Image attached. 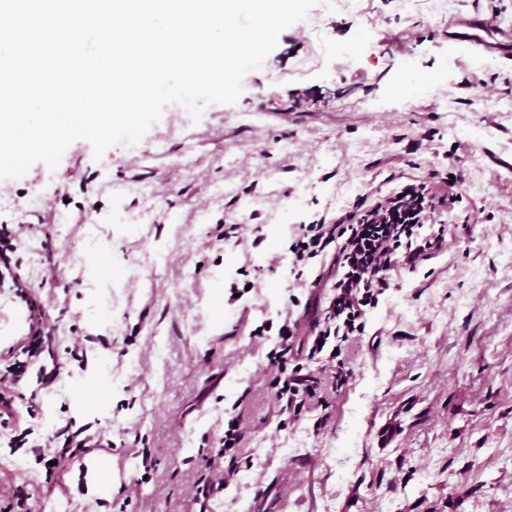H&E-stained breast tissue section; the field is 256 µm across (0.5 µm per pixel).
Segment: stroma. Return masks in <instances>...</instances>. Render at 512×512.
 I'll return each mask as SVG.
<instances>
[{"label":"stroma","mask_w":512,"mask_h":512,"mask_svg":"<svg viewBox=\"0 0 512 512\" xmlns=\"http://www.w3.org/2000/svg\"><path fill=\"white\" fill-rule=\"evenodd\" d=\"M477 8L455 0L433 19L429 0L410 14L362 0L355 14L310 13L237 102L196 121L168 107L135 145L97 159L79 139L57 167L0 179V224L19 240L0 264V349L28 332L24 294L62 316L58 380L43 387L29 368L0 427V506L24 485L36 512H197L203 459L234 412L239 468L208 512H249L271 482L287 491L275 512H512V67L445 39ZM435 71L447 81L393 97L397 79ZM448 166L462 182L447 250L393 271L342 354L352 376L326 422H289L268 388L276 336L251 331L279 324L298 291L293 231ZM220 224L237 237L219 240ZM78 340L81 368L66 354ZM68 422L111 440L101 457L123 481L68 471L50 491L43 465L7 447L13 429L43 444Z\"/></svg>","instance_id":"35a3bbf8"}]
</instances>
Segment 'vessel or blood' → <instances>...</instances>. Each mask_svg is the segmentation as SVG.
<instances>
[{"mask_svg":"<svg viewBox=\"0 0 512 512\" xmlns=\"http://www.w3.org/2000/svg\"><path fill=\"white\" fill-rule=\"evenodd\" d=\"M448 44L455 48L484 51L504 63L512 62V26L477 12L459 16L448 30Z\"/></svg>","mask_w":512,"mask_h":512,"instance_id":"1","label":"vessel or blood"}]
</instances>
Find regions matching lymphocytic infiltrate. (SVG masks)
I'll return each instance as SVG.
<instances>
[{
  "instance_id": "obj_1",
  "label": "lymphocytic infiltrate",
  "mask_w": 512,
  "mask_h": 512,
  "mask_svg": "<svg viewBox=\"0 0 512 512\" xmlns=\"http://www.w3.org/2000/svg\"><path fill=\"white\" fill-rule=\"evenodd\" d=\"M447 208V196L431 183L414 181L374 203L354 204L336 219L300 225L288 247L294 279H302L315 258L328 255L336 281L333 297L320 316L311 318L310 329L284 321L278 329L279 346L270 352L269 386L290 420L328 406L321 378L305 371V363L323 354L338 360L342 343L363 331L366 307L377 304L390 287L392 271L400 266L416 269L429 255L446 248L448 230L440 217ZM27 308L28 333L1 355L16 385L23 380L29 359L39 356L52 340L45 311L32 301Z\"/></svg>"
}]
</instances>
